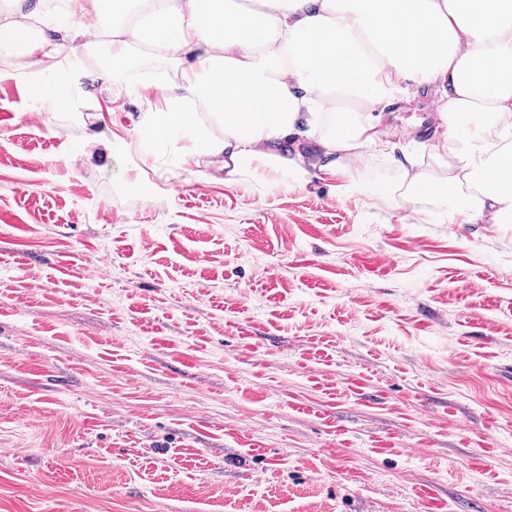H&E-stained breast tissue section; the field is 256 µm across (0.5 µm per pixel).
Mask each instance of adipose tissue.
<instances>
[{
    "label": "adipose tissue",
    "mask_w": 512,
    "mask_h": 512,
    "mask_svg": "<svg viewBox=\"0 0 512 512\" xmlns=\"http://www.w3.org/2000/svg\"><path fill=\"white\" fill-rule=\"evenodd\" d=\"M0 0V65L32 67L38 99L72 100L79 86L46 77L72 44L108 36L113 61L132 46L166 54L171 75L132 74L163 105L144 112L151 143L180 136L223 171L303 186L342 178L350 195L364 151L386 152L377 114L431 90L440 130L428 163L396 159L404 196L430 194L452 224H512V0ZM315 140L314 156L282 150Z\"/></svg>",
    "instance_id": "obj_1"
}]
</instances>
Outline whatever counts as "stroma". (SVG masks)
<instances>
[{"mask_svg":"<svg viewBox=\"0 0 512 512\" xmlns=\"http://www.w3.org/2000/svg\"><path fill=\"white\" fill-rule=\"evenodd\" d=\"M99 56L0 79V512H512V224L148 161Z\"/></svg>","mask_w":512,"mask_h":512,"instance_id":"35a3bbf8","label":"stroma"}]
</instances>
